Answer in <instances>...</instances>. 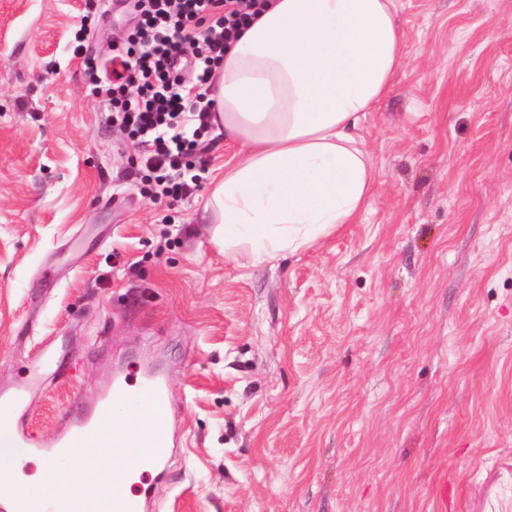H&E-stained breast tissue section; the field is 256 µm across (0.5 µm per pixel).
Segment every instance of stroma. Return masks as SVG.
Wrapping results in <instances>:
<instances>
[{
	"instance_id": "obj_1",
	"label": "stroma",
	"mask_w": 512,
	"mask_h": 512,
	"mask_svg": "<svg viewBox=\"0 0 512 512\" xmlns=\"http://www.w3.org/2000/svg\"><path fill=\"white\" fill-rule=\"evenodd\" d=\"M397 22L366 212L243 266L200 220L237 144L208 130L198 190L150 198L96 93L117 0H0V386L61 364L36 435L137 358L180 426L155 512H512V0Z\"/></svg>"
}]
</instances>
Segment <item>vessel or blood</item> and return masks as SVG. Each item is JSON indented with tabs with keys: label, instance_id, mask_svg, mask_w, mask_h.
<instances>
[{
	"label": "vessel or blood",
	"instance_id": "b4317fda",
	"mask_svg": "<svg viewBox=\"0 0 512 512\" xmlns=\"http://www.w3.org/2000/svg\"><path fill=\"white\" fill-rule=\"evenodd\" d=\"M45 370L34 367L9 387H0V449L14 458L39 457L50 462L45 478L59 481L55 463L65 457L125 449L124 466L96 478L83 498L32 496L9 473L0 474V512H147L148 500L130 492L133 472L148 475L163 469L171 452L168 424L172 408L164 376L146 369L119 370L66 418L48 439L35 438L28 423L30 397L42 386Z\"/></svg>",
	"mask_w": 512,
	"mask_h": 512
}]
</instances>
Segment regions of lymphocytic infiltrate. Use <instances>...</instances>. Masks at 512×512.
Listing matches in <instances>:
<instances>
[{
	"label": "lymphocytic infiltrate",
	"instance_id": "lymphocytic-infiltrate-1",
	"mask_svg": "<svg viewBox=\"0 0 512 512\" xmlns=\"http://www.w3.org/2000/svg\"><path fill=\"white\" fill-rule=\"evenodd\" d=\"M268 0H133L136 23L113 43L118 65L100 93L120 126L142 147L148 193L174 201L190 195L207 96L224 52Z\"/></svg>",
	"mask_w": 512,
	"mask_h": 512
}]
</instances>
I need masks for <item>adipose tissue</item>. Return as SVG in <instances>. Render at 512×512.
I'll use <instances>...</instances> for the list:
<instances>
[{"mask_svg":"<svg viewBox=\"0 0 512 512\" xmlns=\"http://www.w3.org/2000/svg\"><path fill=\"white\" fill-rule=\"evenodd\" d=\"M396 0H273L216 70L211 123L239 143L213 181L211 241L225 256L272 261L354 223L374 188L358 131L403 60ZM125 451L74 461L84 478L59 496L89 492V475Z\"/></svg>","mask_w":512,"mask_h":512,"instance_id":"1","label":"adipose tissue"}]
</instances>
